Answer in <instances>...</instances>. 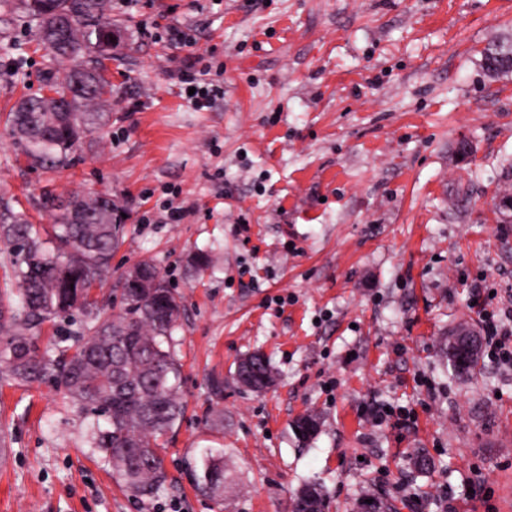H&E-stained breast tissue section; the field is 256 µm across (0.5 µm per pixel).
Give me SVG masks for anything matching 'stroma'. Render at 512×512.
I'll return each mask as SVG.
<instances>
[{"mask_svg": "<svg viewBox=\"0 0 512 512\" xmlns=\"http://www.w3.org/2000/svg\"><path fill=\"white\" fill-rule=\"evenodd\" d=\"M107 12L125 30L106 63L108 122L50 167L0 119V193L44 225L45 194L112 196L123 243L93 295L118 312V278L141 260L172 281L185 413L165 484L141 498L62 391L0 384L12 436L0 512H289L307 480L326 512L381 492L403 512H512V364L484 356L461 377L441 352L457 327L483 331L484 314L512 326L499 206L512 73L489 75L480 55L512 37V0H107ZM176 20L191 48L163 41ZM191 51L224 64L208 108L176 77ZM65 71L20 20L0 23V116ZM253 352L275 375L262 393L234 377ZM373 401L393 418L368 423ZM306 413L320 430L301 442L291 423ZM208 448L224 452L220 501L197 485ZM420 450L434 470L415 468Z\"/></svg>", "mask_w": 512, "mask_h": 512, "instance_id": "1", "label": "stroma"}]
</instances>
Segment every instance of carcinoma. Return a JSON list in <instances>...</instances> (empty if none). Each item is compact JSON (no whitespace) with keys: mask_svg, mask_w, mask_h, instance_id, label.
<instances>
[{"mask_svg":"<svg viewBox=\"0 0 512 512\" xmlns=\"http://www.w3.org/2000/svg\"><path fill=\"white\" fill-rule=\"evenodd\" d=\"M34 25L37 40L59 62L75 61L63 77L48 83V96L27 97L5 115V124L35 163L64 166L77 146L71 115L82 119L83 133L104 123L93 106L108 102L105 52L100 45L112 31L106 0H16ZM68 20L61 40L48 30L50 19ZM491 75L512 72V37L481 52ZM41 205L58 210L51 231L34 224L0 196V243L12 254L18 288L0 290V382L51 384L64 390L78 411L95 417L90 447L115 469L127 491L149 497L166 480L160 450L163 438L183 413L178 398L180 364L170 347L180 314L178 295L149 261L157 287L138 289L120 283L121 310L108 315L90 298L94 284L111 270L112 253L122 242L112 223V196L47 195ZM78 312L84 334L71 344L40 347L39 331L51 317ZM250 361L255 385L268 388L274 372L253 353L236 366V378ZM224 457L203 452L199 485L224 500Z\"/></svg>","mask_w":512,"mask_h":512,"instance_id":"1","label":"carcinoma"}]
</instances>
